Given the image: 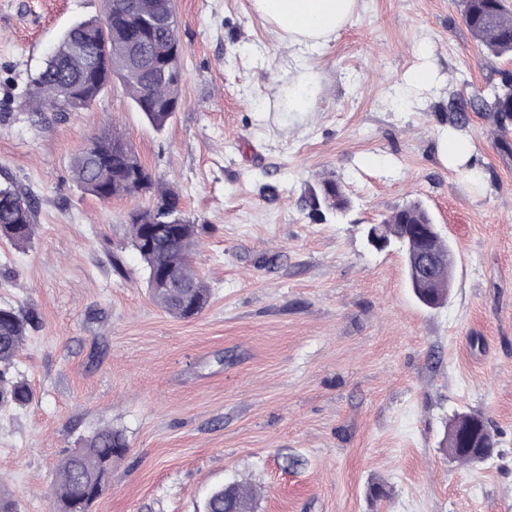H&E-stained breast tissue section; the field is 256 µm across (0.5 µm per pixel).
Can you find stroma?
Wrapping results in <instances>:
<instances>
[{
    "label": "stroma",
    "instance_id": "35a3bbf8",
    "mask_svg": "<svg viewBox=\"0 0 512 512\" xmlns=\"http://www.w3.org/2000/svg\"><path fill=\"white\" fill-rule=\"evenodd\" d=\"M102 0H0V181L38 207L33 239H0V305L34 315L15 360L33 391L0 409V492L50 512L62 457L99 427L123 460L90 512H201L248 478L253 512H512V133L480 97L492 71L461 0H358L351 23L305 52L304 72L252 0H176L182 105L154 130L121 84L91 108L36 118L32 76ZM428 62L445 83L415 92ZM466 116L487 185L438 159L448 107ZM205 225L192 263L211 297L197 317L159 309L125 224L150 196L100 201L70 161L108 126ZM336 179L346 214L312 195ZM417 200L457 257L445 305L411 293L404 259L363 228ZM497 433L482 467L438 448L449 417ZM387 498L371 500V483Z\"/></svg>",
    "mask_w": 512,
    "mask_h": 512
}]
</instances>
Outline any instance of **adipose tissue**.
I'll return each instance as SVG.
<instances>
[{
	"label": "adipose tissue",
	"mask_w": 512,
	"mask_h": 512,
	"mask_svg": "<svg viewBox=\"0 0 512 512\" xmlns=\"http://www.w3.org/2000/svg\"><path fill=\"white\" fill-rule=\"evenodd\" d=\"M255 12L273 25L286 46L314 49L326 44L353 19L357 0H252ZM471 137L444 129L438 142L440 162L457 170L475 186H484V172L474 158Z\"/></svg>",
	"instance_id": "ef3b65f1"
}]
</instances>
